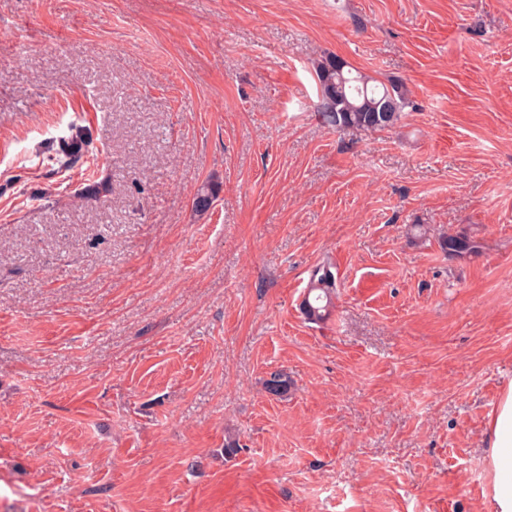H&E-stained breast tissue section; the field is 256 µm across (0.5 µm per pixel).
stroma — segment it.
I'll return each mask as SVG.
<instances>
[{
    "label": "stroma",
    "mask_w": 512,
    "mask_h": 512,
    "mask_svg": "<svg viewBox=\"0 0 512 512\" xmlns=\"http://www.w3.org/2000/svg\"><path fill=\"white\" fill-rule=\"evenodd\" d=\"M511 387L512 0H0V512H496ZM345 68V62L336 56H327L315 66L325 125L336 132L394 127L406 105L403 85L377 84L368 76L357 71L353 74ZM388 102H393L395 107L383 112ZM85 142L82 137H71L62 143V157L55 158L56 164H59V168H67L74 166L78 163L85 154ZM441 250L449 257H462L471 254L478 248L477 242L466 233H448L439 237ZM333 268L329 262H322L311 272L307 293L301 302L303 314L311 323H322L330 316L332 298L338 288ZM487 448L494 473L493 495L499 512L512 511V387L489 413Z\"/></svg>",
    "instance_id": "stroma-1"
}]
</instances>
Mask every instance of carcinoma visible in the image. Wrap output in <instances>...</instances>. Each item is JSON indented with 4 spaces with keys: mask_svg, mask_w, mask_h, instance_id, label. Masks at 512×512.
<instances>
[{
    "mask_svg": "<svg viewBox=\"0 0 512 512\" xmlns=\"http://www.w3.org/2000/svg\"><path fill=\"white\" fill-rule=\"evenodd\" d=\"M315 75L322 93V116L325 125L338 132L383 130L394 127L406 105L403 85L377 84L366 75L354 73L336 56H327L315 66ZM85 154L82 137H72L62 143V156L56 159L61 168L78 163ZM217 190L206 183L201 185L192 200L199 214L207 213L216 198ZM441 250L450 257H462L478 248L477 242L464 232L439 237ZM338 288L332 264L322 262L311 272L307 293L301 302L305 318L322 323L330 316L332 298ZM292 385L288 374L276 371L265 380V389L273 396L283 397Z\"/></svg>",
    "mask_w": 512,
    "mask_h": 512,
    "instance_id": "carcinoma-1",
    "label": "carcinoma"
}]
</instances>
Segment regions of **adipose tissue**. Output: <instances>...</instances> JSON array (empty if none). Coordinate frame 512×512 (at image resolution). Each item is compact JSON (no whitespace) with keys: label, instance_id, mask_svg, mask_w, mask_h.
<instances>
[{"label":"adipose tissue","instance_id":"1","mask_svg":"<svg viewBox=\"0 0 512 512\" xmlns=\"http://www.w3.org/2000/svg\"><path fill=\"white\" fill-rule=\"evenodd\" d=\"M487 446L498 512H512V388L488 415Z\"/></svg>","mask_w":512,"mask_h":512}]
</instances>
